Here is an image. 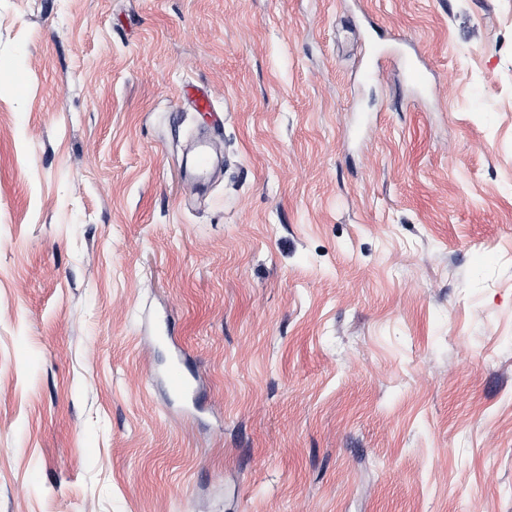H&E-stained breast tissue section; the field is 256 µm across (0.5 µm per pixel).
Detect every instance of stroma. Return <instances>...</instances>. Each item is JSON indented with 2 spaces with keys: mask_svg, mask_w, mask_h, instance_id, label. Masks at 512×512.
<instances>
[{
  "mask_svg": "<svg viewBox=\"0 0 512 512\" xmlns=\"http://www.w3.org/2000/svg\"><path fill=\"white\" fill-rule=\"evenodd\" d=\"M0 512H512V0H0Z\"/></svg>",
  "mask_w": 512,
  "mask_h": 512,
  "instance_id": "1",
  "label": "stroma"
}]
</instances>
